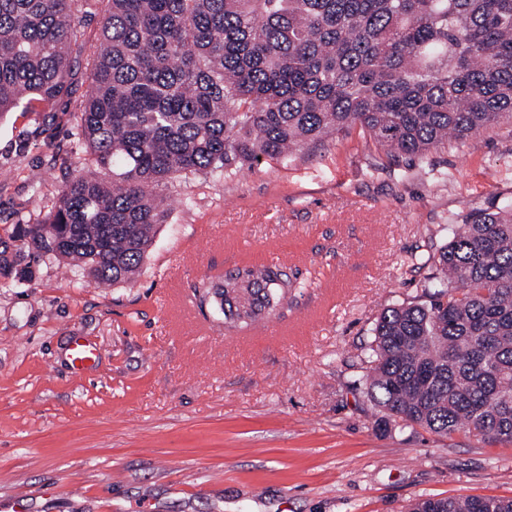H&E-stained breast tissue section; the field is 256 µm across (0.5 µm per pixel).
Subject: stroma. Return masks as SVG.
I'll return each instance as SVG.
<instances>
[{
	"instance_id": "35a3bbf8",
	"label": "stroma",
	"mask_w": 512,
	"mask_h": 512,
	"mask_svg": "<svg viewBox=\"0 0 512 512\" xmlns=\"http://www.w3.org/2000/svg\"><path fill=\"white\" fill-rule=\"evenodd\" d=\"M80 95L0 120V235L49 209L51 154ZM171 215L134 282L100 288L40 263L0 286V498L22 512H407L420 498L512 499V442L391 423L355 382L410 267L446 243L461 201L512 192V122L427 158L371 159L359 133L286 164L159 187ZM276 259L304 281L288 308L232 331L203 283ZM99 358L78 373L72 336Z\"/></svg>"
}]
</instances>
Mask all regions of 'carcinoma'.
I'll return each mask as SVG.
<instances>
[{"instance_id":"1","label":"carcinoma","mask_w":512,"mask_h":512,"mask_svg":"<svg viewBox=\"0 0 512 512\" xmlns=\"http://www.w3.org/2000/svg\"><path fill=\"white\" fill-rule=\"evenodd\" d=\"M91 0H0V118L73 94ZM51 207L0 236V280L64 261L131 282L170 209L155 189L285 163L355 128L388 157H424L512 121V0H106ZM427 300L385 308L358 379L377 425L512 441V196L448 216ZM292 282L246 266L205 287L224 328L281 309ZM408 512H512V499H419Z\"/></svg>"}]
</instances>
